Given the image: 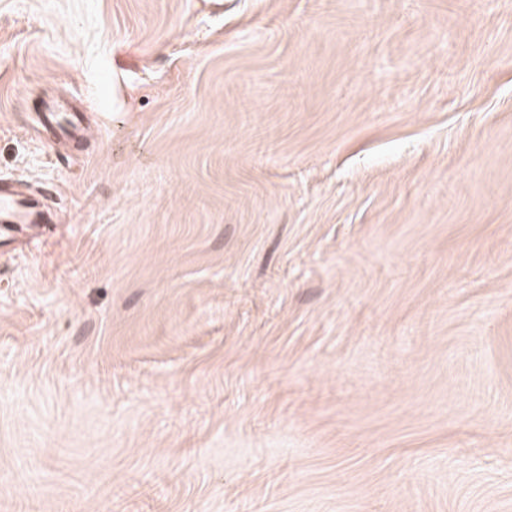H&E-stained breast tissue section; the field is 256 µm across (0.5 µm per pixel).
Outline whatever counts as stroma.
Wrapping results in <instances>:
<instances>
[{
  "label": "stroma",
  "mask_w": 512,
  "mask_h": 512,
  "mask_svg": "<svg viewBox=\"0 0 512 512\" xmlns=\"http://www.w3.org/2000/svg\"><path fill=\"white\" fill-rule=\"evenodd\" d=\"M0 179V512H512V0H0ZM19 224L36 236L38 226L43 224L39 205L34 199L6 191L0 184V238L10 236Z\"/></svg>",
  "instance_id": "35a3bbf8"
}]
</instances>
